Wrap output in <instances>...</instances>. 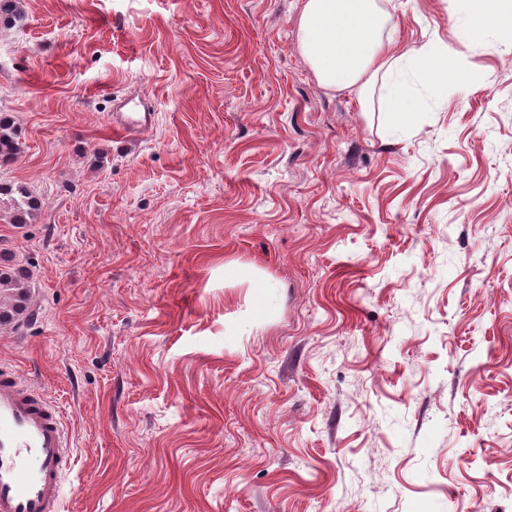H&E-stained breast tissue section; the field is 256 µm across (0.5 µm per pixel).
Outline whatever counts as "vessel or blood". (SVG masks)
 Masks as SVG:
<instances>
[{"label": "vessel or blood", "mask_w": 512, "mask_h": 512, "mask_svg": "<svg viewBox=\"0 0 512 512\" xmlns=\"http://www.w3.org/2000/svg\"><path fill=\"white\" fill-rule=\"evenodd\" d=\"M150 107L132 105L112 128L136 136L153 127ZM58 411L14 373L0 370V512H61L62 475L70 467Z\"/></svg>", "instance_id": "1"}]
</instances>
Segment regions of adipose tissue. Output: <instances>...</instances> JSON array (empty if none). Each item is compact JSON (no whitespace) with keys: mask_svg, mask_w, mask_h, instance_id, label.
<instances>
[{"mask_svg":"<svg viewBox=\"0 0 512 512\" xmlns=\"http://www.w3.org/2000/svg\"><path fill=\"white\" fill-rule=\"evenodd\" d=\"M389 23L377 0H301L299 50L320 84L353 89L362 98L379 91L389 112L411 127L424 105L401 80V72L425 76L447 68L448 61L430 45L403 49L390 37ZM492 26L512 29L505 0H468V36L479 37Z\"/></svg>","mask_w":512,"mask_h":512,"instance_id":"adipose-tissue-1","label":"adipose tissue"}]
</instances>
